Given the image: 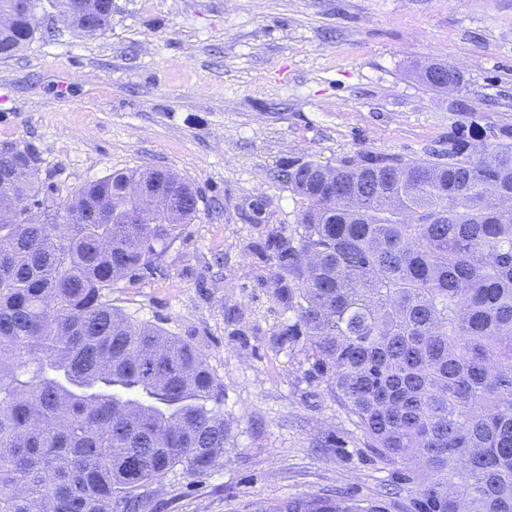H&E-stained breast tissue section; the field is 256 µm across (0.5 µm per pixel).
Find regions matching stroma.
I'll use <instances>...</instances> for the list:
<instances>
[{"mask_svg": "<svg viewBox=\"0 0 512 512\" xmlns=\"http://www.w3.org/2000/svg\"><path fill=\"white\" fill-rule=\"evenodd\" d=\"M54 28L0 60V144L36 149L43 209L142 166L199 195L158 267L112 292L224 383L222 465L169 474L154 512H277L338 492L400 512L401 469L378 460L308 347L275 342L289 312L266 242L296 234L302 207L276 173L447 149L459 115L417 80L420 63L456 67L478 114L512 124V0H112L96 36Z\"/></svg>", "mask_w": 512, "mask_h": 512, "instance_id": "obj_1", "label": "stroma"}]
</instances>
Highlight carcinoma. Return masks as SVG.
Masks as SVG:
<instances>
[{
  "label": "carcinoma",
  "mask_w": 512,
  "mask_h": 512,
  "mask_svg": "<svg viewBox=\"0 0 512 512\" xmlns=\"http://www.w3.org/2000/svg\"><path fill=\"white\" fill-rule=\"evenodd\" d=\"M16 9L0 59L38 28ZM469 123L419 158L359 152L292 160L298 235H274L277 296L379 460L406 467L403 512H512V125ZM0 157V210L37 197L35 148ZM141 179L181 211L114 209ZM170 170H119L80 187L63 221L0 218V512H147L169 473L224 455V383L204 355L112 305L199 218ZM343 498L282 512H378Z\"/></svg>",
  "instance_id": "1"
}]
</instances>
